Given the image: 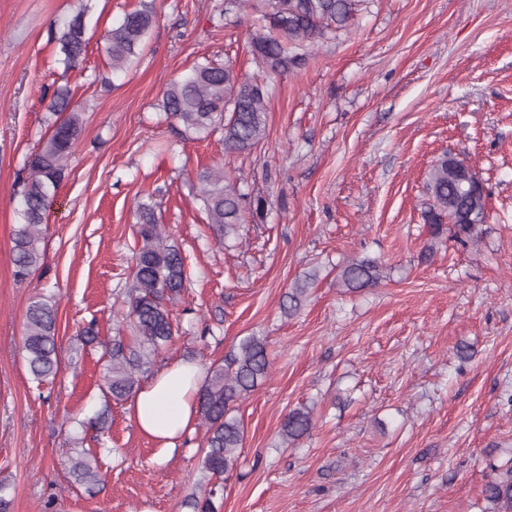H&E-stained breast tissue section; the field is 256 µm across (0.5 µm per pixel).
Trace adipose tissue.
Returning a JSON list of instances; mask_svg holds the SVG:
<instances>
[{
	"label": "adipose tissue",
	"mask_w": 512,
	"mask_h": 512,
	"mask_svg": "<svg viewBox=\"0 0 512 512\" xmlns=\"http://www.w3.org/2000/svg\"><path fill=\"white\" fill-rule=\"evenodd\" d=\"M203 380L198 362L178 359L144 382L130 407L140 433L162 451L174 449L177 440L194 428Z\"/></svg>",
	"instance_id": "1"
}]
</instances>
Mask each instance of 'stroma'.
<instances>
[{
  "label": "stroma",
  "mask_w": 512,
  "mask_h": 512,
  "mask_svg": "<svg viewBox=\"0 0 512 512\" xmlns=\"http://www.w3.org/2000/svg\"><path fill=\"white\" fill-rule=\"evenodd\" d=\"M140 0H0V481L9 512H188L209 484L203 429L166 457L127 404L101 439L79 423L103 407L102 344L130 336L135 207L155 204L191 271L174 313L179 337L152 371L190 358L223 363L241 338L265 337L267 381L237 415L245 439L217 512H486L491 467L512 457V0H364L348 30L305 45L301 69L268 79L265 140L228 154L184 139L162 110L169 83L210 58L257 69L245 39L261 13L231 0H156L138 61L112 73L100 41ZM86 10L87 53L67 71L53 32ZM70 86L84 127L48 214L43 264L16 281L13 189L46 138L54 89ZM482 180L478 244L433 237L425 183L442 155ZM223 167L265 200L219 245L196 198L198 173ZM433 248L432 260L420 254ZM386 276L350 292L348 260ZM317 272L301 310L283 297ZM58 305L59 371L37 384L23 351L31 298ZM94 326L99 341L79 335ZM475 355L461 360L457 351ZM314 427L282 444L290 410ZM91 450L87 491L71 449Z\"/></svg>",
  "instance_id": "stroma-1"
}]
</instances>
